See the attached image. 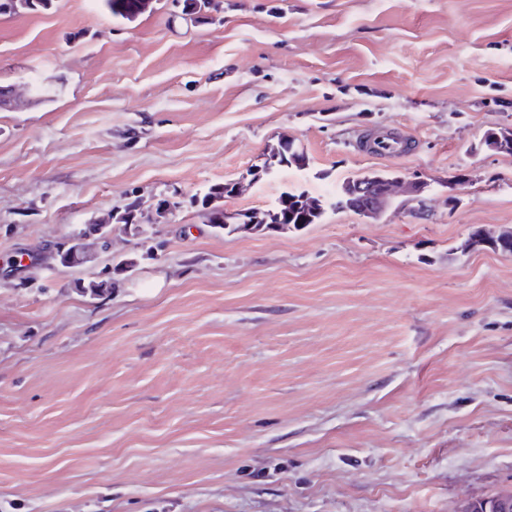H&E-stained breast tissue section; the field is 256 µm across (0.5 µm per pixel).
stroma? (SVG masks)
<instances>
[{
	"mask_svg": "<svg viewBox=\"0 0 512 512\" xmlns=\"http://www.w3.org/2000/svg\"><path fill=\"white\" fill-rule=\"evenodd\" d=\"M208 14L0 16V512H453L512 486V254L467 244L512 232V155L482 143L512 128V0ZM371 132L411 154L359 151ZM282 141L305 167L263 173ZM372 171L423 203L330 209ZM239 181L226 211L327 209L216 232L199 200ZM132 200L147 235L40 264ZM271 212L277 213L281 218L285 217L284 223H276V219L271 215ZM325 212L324 205L320 200L312 198L304 194L283 192L274 206L273 209L267 210L261 214H243L247 220L242 224L251 223L254 219L257 221L252 228H259V224H267L272 228H279L280 226L292 225L295 229H302L309 224H316Z\"/></svg>",
	"mask_w": 512,
	"mask_h": 512,
	"instance_id": "1",
	"label": "stroma"
}]
</instances>
